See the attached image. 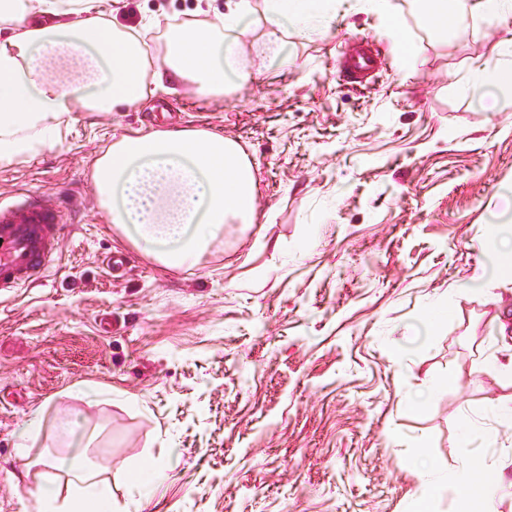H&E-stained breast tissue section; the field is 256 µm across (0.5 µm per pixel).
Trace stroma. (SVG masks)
Wrapping results in <instances>:
<instances>
[{
    "mask_svg": "<svg viewBox=\"0 0 512 512\" xmlns=\"http://www.w3.org/2000/svg\"><path fill=\"white\" fill-rule=\"evenodd\" d=\"M415 67L368 14L330 33L289 36L287 61L255 68L228 96L167 85L143 105L75 112L54 147L0 165V197L57 199L77 211L56 267L36 288L0 294V512H36L38 468L81 458L138 494L125 470L169 456L142 512H463L456 482L483 461L512 512V430L492 407L512 360V280L464 282L494 217L512 212V108L460 81L512 39V18H473L456 0L447 31L397 0ZM196 0H124L122 22L203 26ZM360 38L387 69L343 84L336 57ZM201 128L233 138L257 169L254 223L229 224L191 267L166 271L108 224L92 177L113 137ZM126 258L120 269L111 256ZM428 336L407 349L416 324ZM455 384H447V375ZM96 383L108 404L71 394ZM420 401L412 411L410 401ZM74 422L58 437L60 414Z\"/></svg>",
    "mask_w": 512,
    "mask_h": 512,
    "instance_id": "35a3bbf8",
    "label": "stroma"
}]
</instances>
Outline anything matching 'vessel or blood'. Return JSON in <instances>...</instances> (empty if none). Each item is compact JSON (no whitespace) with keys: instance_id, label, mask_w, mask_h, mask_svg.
I'll return each instance as SVG.
<instances>
[{"instance_id":"obj_1","label":"vessel or blood","mask_w":512,"mask_h":512,"mask_svg":"<svg viewBox=\"0 0 512 512\" xmlns=\"http://www.w3.org/2000/svg\"><path fill=\"white\" fill-rule=\"evenodd\" d=\"M337 64L342 81L352 84L382 68L383 61L366 47L340 56ZM62 229L60 205L41 199L0 204V292L47 277Z\"/></svg>"}]
</instances>
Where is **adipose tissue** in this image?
<instances>
[{
    "instance_id": "adipose-tissue-1",
    "label": "adipose tissue",
    "mask_w": 512,
    "mask_h": 512,
    "mask_svg": "<svg viewBox=\"0 0 512 512\" xmlns=\"http://www.w3.org/2000/svg\"><path fill=\"white\" fill-rule=\"evenodd\" d=\"M122 0H0V164L54 145L74 112L114 111L149 100L164 81L200 95L230 94L250 77L244 38L262 28L279 55L288 35L328 33L337 14L372 13L413 51L395 0H227L208 29L170 28L152 62L138 29L120 22ZM463 89L512 94V43L471 69ZM93 177L110 224L165 269L200 262L228 224H251L254 164L236 140L197 128L122 135ZM36 512H119L112 483L84 461L41 457Z\"/></svg>"
}]
</instances>
